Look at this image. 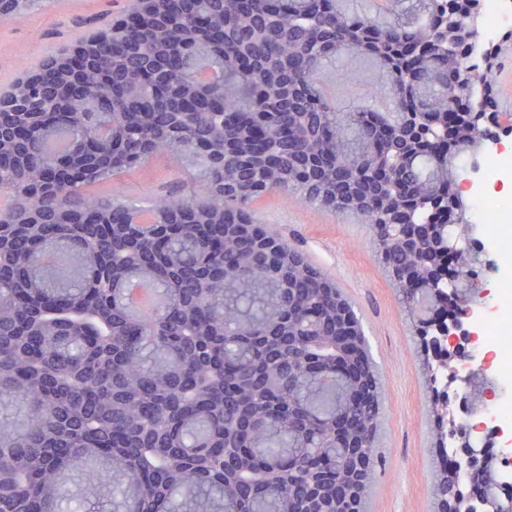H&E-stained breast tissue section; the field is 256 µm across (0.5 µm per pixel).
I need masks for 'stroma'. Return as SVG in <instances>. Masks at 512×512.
<instances>
[{
	"mask_svg": "<svg viewBox=\"0 0 512 512\" xmlns=\"http://www.w3.org/2000/svg\"><path fill=\"white\" fill-rule=\"evenodd\" d=\"M132 0H43L0 21V93L81 36L124 17ZM189 180L167 157L121 178L124 200L147 206ZM256 223L297 244L351 300L384 380L370 512H432L435 424L417 337L380 263L368 224L277 191L251 205Z\"/></svg>",
	"mask_w": 512,
	"mask_h": 512,
	"instance_id": "1",
	"label": "stroma"
}]
</instances>
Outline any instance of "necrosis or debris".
Wrapping results in <instances>:
<instances>
[{"mask_svg": "<svg viewBox=\"0 0 512 512\" xmlns=\"http://www.w3.org/2000/svg\"><path fill=\"white\" fill-rule=\"evenodd\" d=\"M478 26L480 45L463 57L468 65L479 62L481 44L512 30V0H481ZM463 173L470 243L494 260L481 271L493 292L474 307L466 323L469 338L454 369L461 378L487 375L501 389L497 399L463 416L462 424L473 447L486 449L496 461V480L506 495L512 493V196L502 194L501 187L512 184V141L488 132L480 154L465 158Z\"/></svg>", "mask_w": 512, "mask_h": 512, "instance_id": "4bbe7bcc", "label": "necrosis or debris"}]
</instances>
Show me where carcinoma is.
Listing matches in <instances>:
<instances>
[{"label": "carcinoma", "mask_w": 512, "mask_h": 512, "mask_svg": "<svg viewBox=\"0 0 512 512\" xmlns=\"http://www.w3.org/2000/svg\"><path fill=\"white\" fill-rule=\"evenodd\" d=\"M388 17L347 0H165L146 24L83 37L69 67L12 85L31 134L1 139L0 512H82L102 494L124 512H366L377 464L382 380L359 318L294 244L254 222L250 204L290 190L378 224L374 242L406 310L448 295L477 269L448 135V73L469 70L467 111H500L496 62L461 56L474 16L448 0H391ZM369 61L375 84L344 112L321 94L324 62ZM204 71L214 78L204 80ZM488 126L458 128L462 146ZM274 152L263 174L237 158L256 132ZM158 151L197 155L192 187L143 211L89 187ZM401 210L434 240H396L379 215ZM134 288L161 297L129 314ZM437 382L448 367L422 346ZM435 499L448 493L446 420L437 418ZM356 479L363 491L347 501Z\"/></svg>", "instance_id": "cac0c4a2"}]
</instances>
